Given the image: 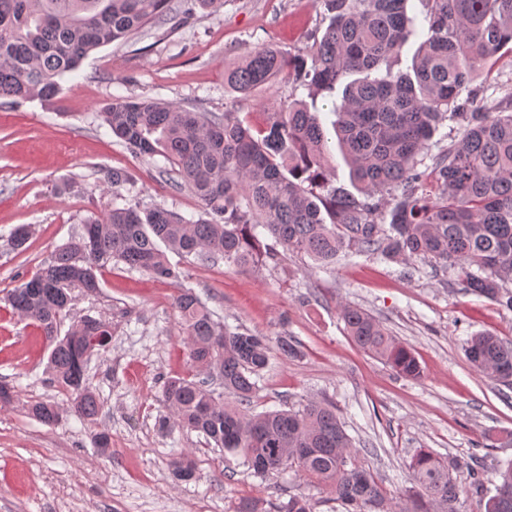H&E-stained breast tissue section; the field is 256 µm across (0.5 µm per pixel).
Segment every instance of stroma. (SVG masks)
Instances as JSON below:
<instances>
[{
	"instance_id": "stroma-1",
	"label": "stroma",
	"mask_w": 512,
	"mask_h": 512,
	"mask_svg": "<svg viewBox=\"0 0 512 512\" xmlns=\"http://www.w3.org/2000/svg\"><path fill=\"white\" fill-rule=\"evenodd\" d=\"M172 5L166 23L92 52L55 98L0 107V380L17 392L0 406V512H235L253 498L278 512L292 496L305 497L312 512H344L333 493L306 483L294 468L258 476L198 432L160 429L165 378L189 372L173 305L183 289L231 329L285 332L299 342V358L272 354L253 412L331 402L359 462L389 497L411 494L410 463L424 449L458 464L457 508L479 512L483 496L468 467L480 461L489 491L494 472L512 463V445L493 443L512 432V389L475 371L464 348L479 331L512 339V310L470 294L454 271L421 259L353 256L326 270L284 253L242 270L173 253L169 259L182 271L176 281L111 263L99 274L98 293L73 290L59 327L67 333L85 316L111 327L109 345L87 368L99 415L91 422L72 415L68 393L49 381L42 336L5 297L88 218L111 210L108 173L130 172L136 184L129 196L142 206L161 204L187 217L202 210L189 190H175L177 176L163 158L136 155L113 136L101 118L104 107L148 97L231 112L252 125L279 103L310 98L284 79L247 96L229 92L224 65L260 44L288 51L310 45L329 23L323 0H223L196 12L189 0ZM468 89L484 111L512 109V55L476 75ZM21 225L30 237L17 251L9 236ZM343 305L369 311L410 347L421 378L402 377L356 347L340 317ZM35 400L56 402L61 419L46 426L31 418L27 405ZM100 431L111 437L110 453L94 444ZM183 458L195 468L188 481L172 474V462Z\"/></svg>"
}]
</instances>
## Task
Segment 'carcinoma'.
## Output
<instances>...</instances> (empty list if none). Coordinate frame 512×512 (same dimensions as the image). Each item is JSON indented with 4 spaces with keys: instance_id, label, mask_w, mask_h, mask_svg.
I'll use <instances>...</instances> for the list:
<instances>
[{
    "instance_id": "1",
    "label": "carcinoma",
    "mask_w": 512,
    "mask_h": 512,
    "mask_svg": "<svg viewBox=\"0 0 512 512\" xmlns=\"http://www.w3.org/2000/svg\"><path fill=\"white\" fill-rule=\"evenodd\" d=\"M170 0H0V102L48 100L94 50L166 21ZM407 0H324L330 22L321 38L290 53L254 47L224 69V85L248 95L285 76L313 95L332 94L347 76L332 128L360 196L330 184L329 138L310 109L290 102L264 113L260 126L232 113L198 112L150 98H118L101 112L112 133L133 152L163 157L179 186L203 204L187 219L161 205L125 200L104 218H90L36 273L11 290L7 303L49 343L46 370L71 394L70 410L93 420L100 403L89 387L83 336H109L105 322L86 316L63 337L58 324L71 291L100 290L98 273L116 261L158 278L178 280L167 255L256 268L278 248L329 266L341 253L388 260H431L457 271L465 288L512 310V111L484 112L461 98L482 70L512 55V0H422V29ZM423 40L413 74L390 62L411 36ZM461 139L432 157L436 192L417 193L419 157L444 120ZM114 188L135 187L120 169ZM193 373L168 378L159 399L173 423L240 455L263 476L293 465L300 476L328 485L345 512H457V467L425 450L412 459L416 490L393 502L357 465V450L336 408L309 400L298 408L250 413L257 378L269 365L270 338L232 332L190 289L176 299ZM353 343L399 375L418 378L413 351L390 336L368 311L340 310ZM275 343L285 358L300 354L286 333ZM469 364L512 388V340L476 333L465 347ZM224 388L218 393L213 384ZM234 402L224 401L223 393ZM28 414L46 426L58 405L38 401ZM483 512H512V465L494 474Z\"/></svg>"
}]
</instances>
